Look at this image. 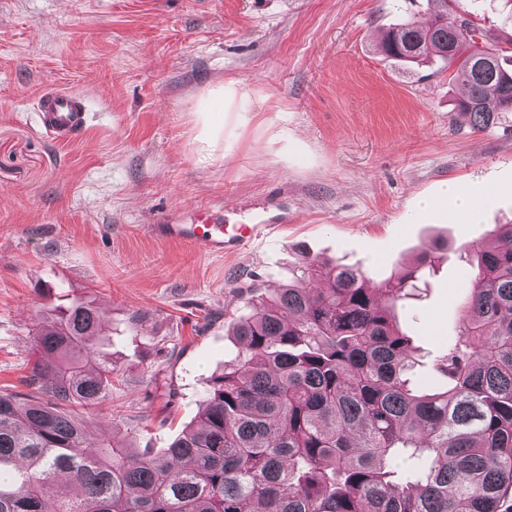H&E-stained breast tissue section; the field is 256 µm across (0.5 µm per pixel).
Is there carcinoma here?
<instances>
[{"instance_id":"cac0c4a2","label":"carcinoma","mask_w":512,"mask_h":512,"mask_svg":"<svg viewBox=\"0 0 512 512\" xmlns=\"http://www.w3.org/2000/svg\"><path fill=\"white\" fill-rule=\"evenodd\" d=\"M441 10L387 32L385 55L455 61V109L480 129L512 112V71L474 48L472 21ZM439 256L424 250L377 286L308 258L274 297L249 288L237 354L197 424L160 453L88 437L59 409L100 404L112 366L97 311L77 305L34 336L27 392H0V512H512V224L479 254L457 339L411 382L393 308ZM66 475L75 491L51 498Z\"/></svg>"}]
</instances>
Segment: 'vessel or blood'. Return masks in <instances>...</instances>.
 I'll list each match as a JSON object with an SVG mask.
<instances>
[{"label": "vessel or blood", "instance_id": "b4317fda", "mask_svg": "<svg viewBox=\"0 0 512 512\" xmlns=\"http://www.w3.org/2000/svg\"><path fill=\"white\" fill-rule=\"evenodd\" d=\"M38 109L42 126L61 142L75 140L87 127V107L76 93L45 91L38 100ZM287 221L288 215L283 212L260 217L249 224H226L216 214L194 209L174 223L156 225L154 232L158 237L179 240L208 254L220 255L248 245L265 229Z\"/></svg>", "mask_w": 512, "mask_h": 512}]
</instances>
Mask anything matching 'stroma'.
Segmentation results:
<instances>
[{"mask_svg": "<svg viewBox=\"0 0 512 512\" xmlns=\"http://www.w3.org/2000/svg\"><path fill=\"white\" fill-rule=\"evenodd\" d=\"M512 66V10L452 0ZM435 0H0V391L22 390L44 313L86 304L110 336L102 404L68 405L97 440L157 452L193 424L233 358L249 285L304 256L379 283L435 241V272L395 310L421 391L455 340L474 251L512 224V112L474 130L449 69L383 54ZM83 96L59 143L37 100ZM485 203L475 223L446 186ZM437 198L430 209L427 198ZM193 209L268 238L209 256L152 227Z\"/></svg>", "mask_w": 512, "mask_h": 512, "instance_id": "1", "label": "stroma"}]
</instances>
